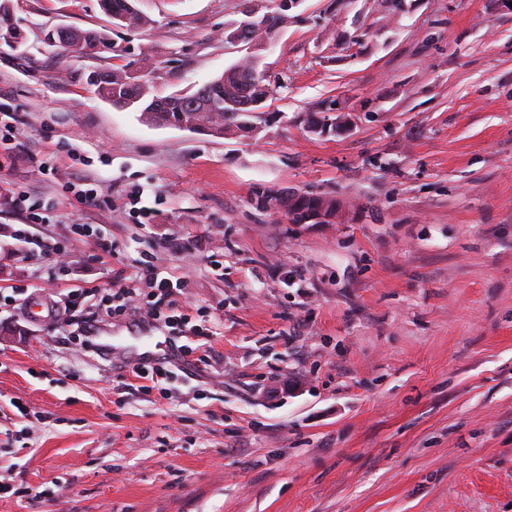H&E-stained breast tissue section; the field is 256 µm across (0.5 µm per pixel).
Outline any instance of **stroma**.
<instances>
[{
  "label": "stroma",
  "mask_w": 512,
  "mask_h": 512,
  "mask_svg": "<svg viewBox=\"0 0 512 512\" xmlns=\"http://www.w3.org/2000/svg\"><path fill=\"white\" fill-rule=\"evenodd\" d=\"M298 0L266 50L255 138L160 127L97 97L96 69L148 57L168 95L245 54L241 0H13L0 51V512H512V6ZM113 51L59 54L57 26ZM336 121L311 131L308 113ZM97 188L95 200L85 189ZM335 197L293 224L269 197ZM38 224L64 243L5 249ZM85 224L80 237L71 225ZM112 242L111 254L96 247ZM180 282L197 357L133 385L143 312L105 361L7 296ZM209 363H201V356ZM131 0H101V6L103 11L111 17L121 15L126 16L128 24L126 27H144L148 24L149 20L147 17L139 13ZM297 196H309L311 199L326 204H309L305 199L295 196L289 204L290 216L294 224H333L340 220L339 211L328 207L333 205L336 207V203L339 204L336 198L312 193L297 194ZM10 237L20 244L18 250L23 254L25 259H36L42 258L48 251L57 250L59 247L57 243L49 245H41L33 239V235L27 228H18L12 231ZM30 245H36L40 250L37 251Z\"/></svg>",
  "instance_id": "1"
}]
</instances>
